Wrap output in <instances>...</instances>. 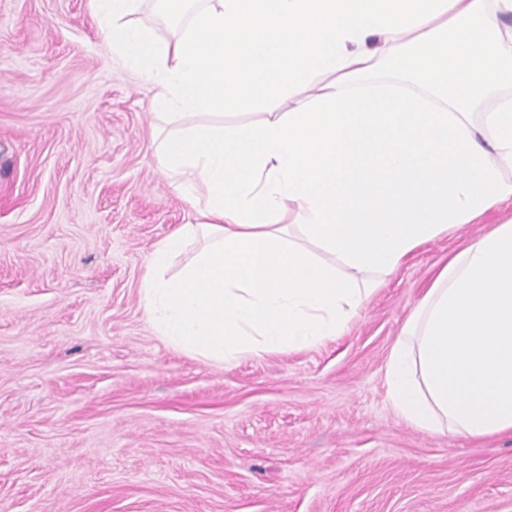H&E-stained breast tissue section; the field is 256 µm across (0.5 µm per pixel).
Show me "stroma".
<instances>
[{
	"label": "stroma",
	"mask_w": 512,
	"mask_h": 512,
	"mask_svg": "<svg viewBox=\"0 0 512 512\" xmlns=\"http://www.w3.org/2000/svg\"><path fill=\"white\" fill-rule=\"evenodd\" d=\"M153 94L89 0H0V512H512V435L425 433L384 386L437 273L512 205L416 250L342 336L194 356L142 300L195 221Z\"/></svg>",
	"instance_id": "35a3bbf8"
}]
</instances>
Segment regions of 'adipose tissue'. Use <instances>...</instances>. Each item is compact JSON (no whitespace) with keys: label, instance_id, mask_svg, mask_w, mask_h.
<instances>
[{"label":"adipose tissue","instance_id":"obj_1","mask_svg":"<svg viewBox=\"0 0 512 512\" xmlns=\"http://www.w3.org/2000/svg\"><path fill=\"white\" fill-rule=\"evenodd\" d=\"M144 2L93 8L113 55L153 86L156 116L269 111L160 144L202 218L148 258L144 304L168 346L227 365L311 349L411 253L512 201V0H155L190 18L170 38L136 23ZM384 378L423 432L512 434L511 223L450 259Z\"/></svg>","mask_w":512,"mask_h":512}]
</instances>
